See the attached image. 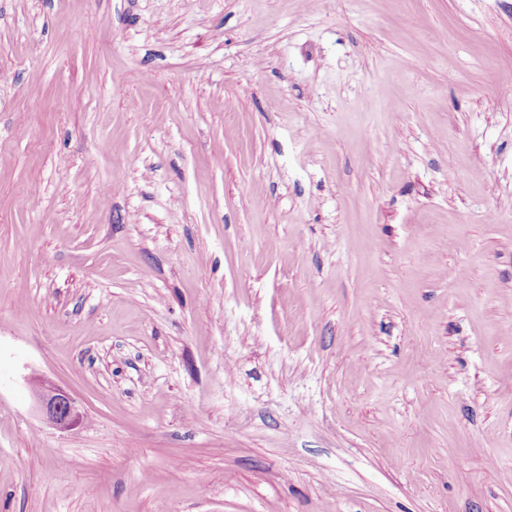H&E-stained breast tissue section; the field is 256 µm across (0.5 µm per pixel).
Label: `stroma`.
Masks as SVG:
<instances>
[{
    "label": "stroma",
    "instance_id": "1",
    "mask_svg": "<svg viewBox=\"0 0 512 512\" xmlns=\"http://www.w3.org/2000/svg\"><path fill=\"white\" fill-rule=\"evenodd\" d=\"M508 82L512 0H0V512H512ZM33 397L42 419L58 431H70L83 423L74 399L62 388L41 380L33 386Z\"/></svg>",
    "mask_w": 512,
    "mask_h": 512
}]
</instances>
